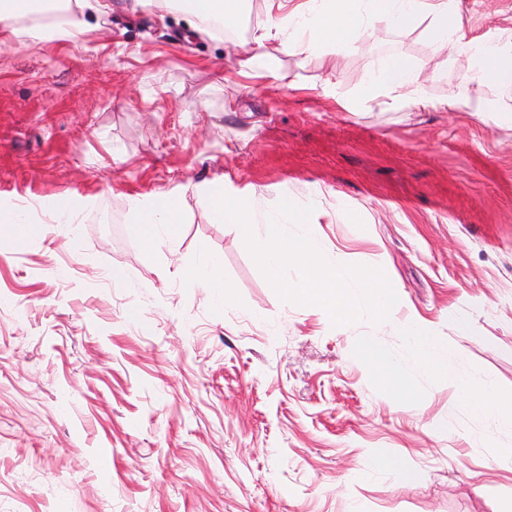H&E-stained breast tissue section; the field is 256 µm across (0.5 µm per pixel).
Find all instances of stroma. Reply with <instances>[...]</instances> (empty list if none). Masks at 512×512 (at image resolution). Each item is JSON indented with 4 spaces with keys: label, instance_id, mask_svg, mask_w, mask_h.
Listing matches in <instances>:
<instances>
[{
    "label": "stroma",
    "instance_id": "stroma-1",
    "mask_svg": "<svg viewBox=\"0 0 512 512\" xmlns=\"http://www.w3.org/2000/svg\"><path fill=\"white\" fill-rule=\"evenodd\" d=\"M462 9L476 35L512 18V0ZM111 29L0 44V211L64 198L83 214L69 234L0 235V512H501L512 431L428 382L395 329L282 300L196 187L335 205L316 226L325 251L382 267L398 319L512 391V128L336 111L319 84L349 91L355 54L285 55L276 81L246 83L223 40L183 21L116 12ZM387 53L422 69L430 46L411 28L372 50ZM155 194L178 200L160 244L128 223L130 197ZM211 254L221 302L189 277ZM366 338L397 384L362 363ZM377 456L416 482L367 470Z\"/></svg>",
    "mask_w": 512,
    "mask_h": 512
}]
</instances>
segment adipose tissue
I'll return each instance as SVG.
<instances>
[{"label":"adipose tissue","instance_id":"obj_1","mask_svg":"<svg viewBox=\"0 0 512 512\" xmlns=\"http://www.w3.org/2000/svg\"><path fill=\"white\" fill-rule=\"evenodd\" d=\"M242 6V0H124L126 10L146 9L162 22L178 16L209 36L219 28H237ZM262 13L245 39L226 45L249 77L278 78L279 52L364 56L373 42L420 21L431 48L425 69L398 54L381 56L363 68L354 91L335 93L337 109L438 107L490 115L498 126H512V28L470 35L460 0H262ZM111 15L112 0H0V42L76 45L104 32L103 21ZM462 59L466 69L449 79V69ZM436 85L448 88L439 100L430 93ZM129 204L135 233L158 240L169 236L176 209L170 196L133 198Z\"/></svg>","mask_w":512,"mask_h":512}]
</instances>
